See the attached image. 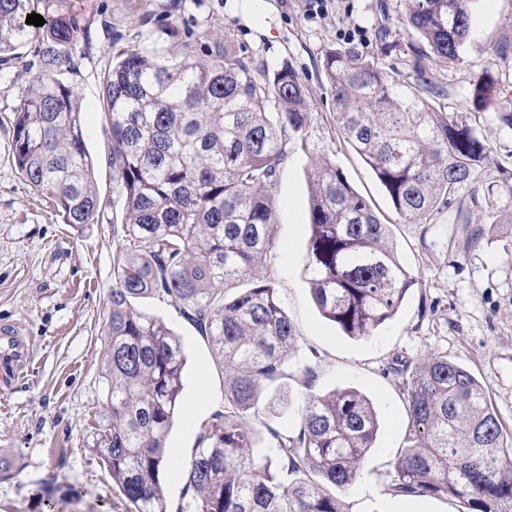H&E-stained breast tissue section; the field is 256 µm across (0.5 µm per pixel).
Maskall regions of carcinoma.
<instances>
[{"mask_svg":"<svg viewBox=\"0 0 512 512\" xmlns=\"http://www.w3.org/2000/svg\"><path fill=\"white\" fill-rule=\"evenodd\" d=\"M473 0H404L412 81L380 58L329 51L323 68L336 125L388 192L401 218L425 228L448 211L470 220L490 192V147L468 116L446 112L426 75L463 61ZM35 12L45 23H26ZM78 28L67 0H0V78L14 52L35 44L37 68L13 112L12 162L48 195L66 224L99 214L84 111L61 79ZM478 115L512 130V106L490 71L471 84ZM110 128L112 189L122 201L112 255V293L98 383L107 415L92 451L135 512H168L162 485L167 439L181 408V337L138 300L174 304L207 339L224 373V408L200 426L182 465L187 512H348L336 490L356 480L379 429L355 388L312 392L315 366L298 358L296 328L268 271L277 249L272 190L288 143L309 120L304 88L288 64L269 72L224 37L205 58L187 50L119 49L102 79ZM307 274L323 318L352 339L391 320L410 280L384 224L335 163L314 164ZM412 437L395 461L389 495L454 498L466 512H512V431L486 383L433 354L403 370ZM295 382L306 404L299 425L270 431L260 455L255 426L269 389Z\"/></svg>","mask_w":512,"mask_h":512,"instance_id":"carcinoma-1","label":"carcinoma"}]
</instances>
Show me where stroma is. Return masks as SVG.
Here are the masks:
<instances>
[{
  "label": "stroma",
  "mask_w": 512,
  "mask_h": 512,
  "mask_svg": "<svg viewBox=\"0 0 512 512\" xmlns=\"http://www.w3.org/2000/svg\"><path fill=\"white\" fill-rule=\"evenodd\" d=\"M402 9L403 0H70L79 37L66 79L82 102L102 204L98 222L81 227L63 223L12 164L11 119L37 63L30 48L17 50L11 81L0 83V323L19 328L32 363L14 389L0 393V460L13 466L0 477V512H47L46 492L69 488L76 495L67 512H132L89 449L106 415L97 377L112 291L115 207L101 86L115 47L155 46L173 58L189 49L201 56L214 37L227 34L236 50L266 69L288 64L299 74L309 121L289 143L288 162L273 190L280 204L273 276L296 326L299 357L316 364V393L353 387L377 412L378 439L357 481L339 492L348 512L396 510L386 490L409 433L405 364L432 352L447 354L487 384L495 411L512 428V207L502 187L512 177V133L491 121L479 123L496 186L492 200L480 201L473 215L496 217L500 227L477 245L469 224L443 218L426 233L405 222L336 126L323 69L326 51L353 48L406 70L408 37L397 25ZM383 25L390 33L384 44L378 40ZM470 26L461 63L439 69L432 59L423 61L446 88L441 104L449 112L469 111L466 91L487 69L512 100V0H497L491 11L475 0ZM319 160L336 163L390 224L397 255L412 278L393 319L365 340L344 336L319 314L302 274L311 173ZM140 306L168 322L186 346L183 404L168 440L171 469L163 476L169 510L179 512L188 497L184 479L172 468L190 458L201 424L222 409L224 375L207 340L172 303L145 299Z\"/></svg>",
  "instance_id": "35a3bbf8"
}]
</instances>
